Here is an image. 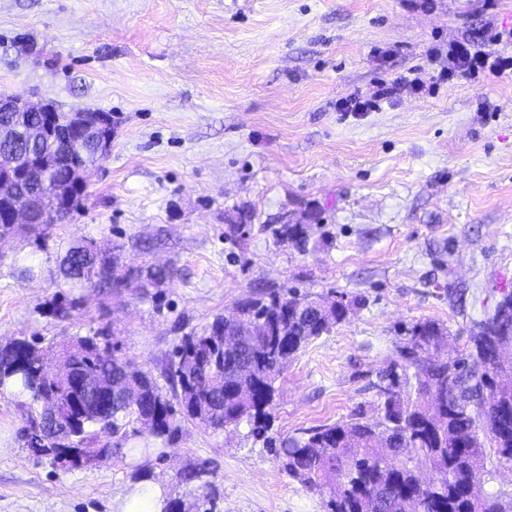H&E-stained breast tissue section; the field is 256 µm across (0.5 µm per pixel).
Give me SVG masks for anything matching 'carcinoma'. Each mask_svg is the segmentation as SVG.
Here are the masks:
<instances>
[{"instance_id":"obj_1","label":"carcinoma","mask_w":512,"mask_h":512,"mask_svg":"<svg viewBox=\"0 0 512 512\" xmlns=\"http://www.w3.org/2000/svg\"><path fill=\"white\" fill-rule=\"evenodd\" d=\"M12 137L21 143L14 164L20 167L28 155L44 153L55 162L51 179L66 178L75 158L70 147L30 143L17 131ZM45 179L44 171L33 169L25 186L35 214L46 216L48 225L62 216ZM309 228L284 224L278 235L303 246ZM58 274L72 290L100 291L129 288L143 276L155 285L171 278L167 267L123 270L115 259L87 246L70 248ZM299 297L294 289L283 288L241 303L249 318L260 322L253 330L247 322L233 323L218 315L202 331L184 335L165 371L172 400L150 372H128L117 360L100 361V333L77 337L86 349L72 366L78 372L95 368L125 381L124 392L112 394L110 410L97 411L99 394L44 382L39 351L25 340L0 348V394L29 397L30 422L54 415L66 424L76 421L74 442L89 458L97 448L99 427H111L112 436L122 440L145 416L155 420L148 435L163 442L170 441L183 419L221 431L245 419L251 436L264 439L277 377L300 350L330 332L348 312L346 304L330 305L303 322V310L293 305ZM301 298L316 301L310 295ZM499 308L495 303L474 323L470 350L456 359L439 356L445 333L438 323L414 324L409 342L398 350L399 360L375 384L381 419L369 423L352 413L334 425L281 440L275 452L284 471L326 497L328 512H512V500L483 491L490 474L487 451L493 452L496 465L512 467V320H501ZM424 469L431 474L426 482Z\"/></svg>"}]
</instances>
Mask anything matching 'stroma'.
<instances>
[{
	"mask_svg": "<svg viewBox=\"0 0 512 512\" xmlns=\"http://www.w3.org/2000/svg\"><path fill=\"white\" fill-rule=\"evenodd\" d=\"M488 27H512V0H0V93L114 127L78 209L0 240V344L49 352L102 330L160 378L182 336L239 301L341 295L346 319L277 379L270 434L377 421L374 385L407 327L437 322L444 356H460L512 290V77L459 74L374 112L336 103L437 74ZM295 220L312 226L307 251L275 234ZM75 243L173 275L84 292L61 318L55 269ZM26 414L0 394V512H113L143 474L172 502L215 493L220 512H326L245 424L185 420L143 464L131 434L118 456L66 468L29 447Z\"/></svg>",
	"mask_w": 512,
	"mask_h": 512,
	"instance_id": "stroma-1",
	"label": "stroma"
}]
</instances>
